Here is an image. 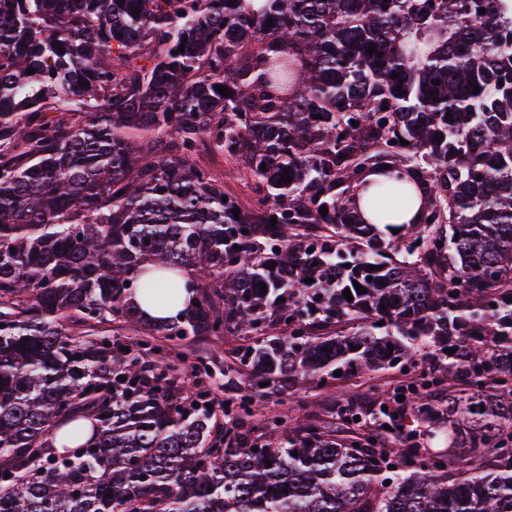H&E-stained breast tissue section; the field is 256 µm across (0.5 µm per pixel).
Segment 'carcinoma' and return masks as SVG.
Wrapping results in <instances>:
<instances>
[{
    "mask_svg": "<svg viewBox=\"0 0 512 512\" xmlns=\"http://www.w3.org/2000/svg\"><path fill=\"white\" fill-rule=\"evenodd\" d=\"M389 168L410 224L352 202ZM162 289L195 305L144 319ZM510 297L512 0H0V512H512ZM114 317L128 353L59 327ZM226 330L222 367L158 341ZM420 363L398 419L333 392ZM242 367L221 423L185 371ZM295 385L369 422L254 405ZM197 162L200 164H209L217 172L224 176V190L229 192H235L239 194L241 199L247 208L252 209L255 205L253 199L249 195V192L241 185V183L232 175V171L224 163V159L221 157H212L208 155H201L197 157Z\"/></svg>",
    "mask_w": 512,
    "mask_h": 512,
    "instance_id": "carcinoma-1",
    "label": "carcinoma"
}]
</instances>
